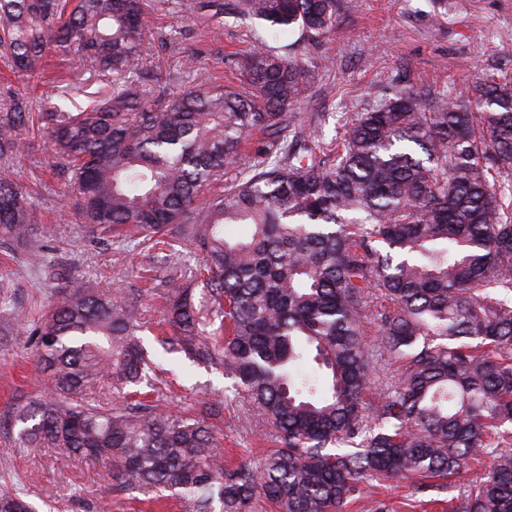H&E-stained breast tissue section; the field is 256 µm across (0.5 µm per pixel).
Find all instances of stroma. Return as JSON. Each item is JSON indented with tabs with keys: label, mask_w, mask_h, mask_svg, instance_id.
<instances>
[{
	"label": "stroma",
	"mask_w": 512,
	"mask_h": 512,
	"mask_svg": "<svg viewBox=\"0 0 512 512\" xmlns=\"http://www.w3.org/2000/svg\"><path fill=\"white\" fill-rule=\"evenodd\" d=\"M265 36L261 28L230 18L215 25L161 11L146 33V60L134 76L145 79L164 102L213 79L237 84L241 76L234 53L249 50ZM319 52L331 66L316 77L298 108L302 114L332 112L341 121L379 90L391 92L407 83L437 84L453 92L482 73H512V0H360L357 11L341 16ZM191 53L199 61L188 69L183 61ZM100 83L94 72L82 68L73 74L63 68L15 79L11 85L29 93L34 111L75 112L90 105L89 94ZM31 145V161L20 180L35 197L38 223L54 227L48 259L70 287L136 288L142 267L165 271L163 255L138 248L72 247L78 221L60 196L58 181L48 173L51 150L36 133ZM54 287L43 271L23 263L0 269V295L16 314L15 336L0 337V415L45 390V377L25 337L47 311ZM162 361L175 370L177 380L173 392L159 401L163 409L183 415L199 403L223 399L222 373L171 354ZM214 423L224 457L233 464L256 462L273 445L271 427L245 402L226 405ZM479 477V471L464 472L452 488L422 487L414 480L375 481L344 512H375L381 502L391 512H446L449 499ZM18 487L28 493L36 512H193L184 499L160 504L134 486L113 491L112 476L101 462L79 458L62 464L58 449L20 447L15 432L1 428L0 489Z\"/></svg>",
	"instance_id": "stroma-1"
}]
</instances>
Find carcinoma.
Instances as JSON below:
<instances>
[{
    "mask_svg": "<svg viewBox=\"0 0 512 512\" xmlns=\"http://www.w3.org/2000/svg\"><path fill=\"white\" fill-rule=\"evenodd\" d=\"M186 20L298 30L315 50L356 0H159ZM145 0H0V55L17 77L84 51L112 77L91 107L33 112L0 91V260L46 267L52 226L11 168L25 133L48 140L80 242L132 243L179 259L163 285L158 344L213 367L275 429L255 463L224 464L205 416L161 410L168 386L140 336L141 290L54 289L28 334L46 378L9 412L22 447L103 461L114 487L188 496L194 512H342L365 480H447L489 461L448 512H512V76L455 92L406 84L368 99L334 138V116L287 118L311 70L263 45L237 60L248 90L200 84L160 106L126 74L140 65ZM260 159L237 160L255 134ZM221 185L204 205L201 189ZM246 224L244 239L224 225ZM190 250L193 261L182 260ZM382 301L370 309V299ZM378 328L368 348L366 327ZM311 376L295 368L307 358ZM397 364L374 377L377 358ZM128 394L105 402L101 379ZM0 512H33L0 491Z\"/></svg>",
    "mask_w": 512,
    "mask_h": 512,
    "instance_id": "cac0c4a2",
    "label": "carcinoma"
}]
</instances>
